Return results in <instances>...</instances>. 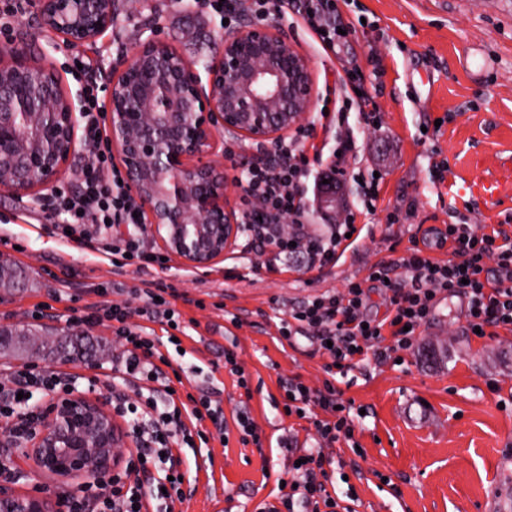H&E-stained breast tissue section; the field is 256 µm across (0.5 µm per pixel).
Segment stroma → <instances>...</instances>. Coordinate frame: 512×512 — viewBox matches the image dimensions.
Wrapping results in <instances>:
<instances>
[{
	"label": "stroma",
	"mask_w": 512,
	"mask_h": 512,
	"mask_svg": "<svg viewBox=\"0 0 512 512\" xmlns=\"http://www.w3.org/2000/svg\"><path fill=\"white\" fill-rule=\"evenodd\" d=\"M0 0V44L46 53L72 96L88 81L105 83L150 31L191 61L212 60L225 33L220 18L207 16L196 0H125L112 36L75 51L40 26L32 0L5 14ZM355 31L337 51H323L305 24L279 29L311 61L317 97H324L343 67L370 72L379 60L385 76L373 90L377 124L349 114L362 146V166L383 176L375 215H357L351 245L334 264L309 271L302 256L279 260L256 252L237 237L223 261L201 273L176 259L151 274L176 289L174 306L186 328L181 363L192 386L219 393L225 418L247 406L267 438L264 451L242 445L237 432L227 442L212 439L211 454H178L181 464L198 462L194 491L181 512H255L278 492L276 479L288 468L280 448L289 437L304 449L314 444L310 421L272 406L278 381L297 376L321 387L327 356L310 347L294 349L279 327L289 308L349 281L366 280L379 261L401 257L427 243L431 229L450 223L453 212L473 224H512V194L493 207L451 194L453 180L490 177L512 168V0H352L344 10ZM87 61L79 75L76 60ZM316 126L306 154L313 166L307 188L314 229L326 222L317 209L318 180L329 178L335 127ZM439 131L421 135L424 124ZM445 161L444 181L433 165ZM44 199L0 190V262L16 268L18 283L0 288V327L26 326L69 337L74 361L67 369L81 390L101 394L105 370L118 346L112 320L83 329L69 321L72 309L91 303L127 301L140 275L128 266L113 272L111 257L65 242L51 230ZM46 315L31 318L35 307ZM466 301H440L411 348L384 363L367 360L337 378L354 418L358 450L342 447L329 470L337 496L354 487L356 512H512V336H471ZM447 340L446 361L433 359L438 340ZM237 354L250 376L249 389L236 387L224 370L225 349Z\"/></svg>",
	"instance_id": "1"
}]
</instances>
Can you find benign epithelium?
<instances>
[{"label": "benign epithelium", "instance_id": "1", "mask_svg": "<svg viewBox=\"0 0 512 512\" xmlns=\"http://www.w3.org/2000/svg\"><path fill=\"white\" fill-rule=\"evenodd\" d=\"M37 17L71 49L99 41L121 0H34ZM201 76L152 32L108 79L106 140L127 175V190L161 249L191 269L224 258L241 230L227 198L217 132L263 143L277 140L312 112L310 59L272 25L244 24L224 34ZM77 107L51 64L0 46V189L41 197L54 189L82 145ZM319 206L336 215L333 188ZM54 336L29 339L37 358ZM41 424L15 458L30 474L83 487L120 471L127 433L108 402L71 389L38 407ZM0 512H66L65 501L0 484Z\"/></svg>", "mask_w": 512, "mask_h": 512}]
</instances>
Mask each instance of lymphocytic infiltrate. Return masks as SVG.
Listing matches in <instances>:
<instances>
[{"label": "lymphocytic infiltrate", "mask_w": 512, "mask_h": 512, "mask_svg": "<svg viewBox=\"0 0 512 512\" xmlns=\"http://www.w3.org/2000/svg\"><path fill=\"white\" fill-rule=\"evenodd\" d=\"M212 13L237 25L243 16L258 22L270 18L286 20L297 12L326 51L336 50L343 32L353 31L345 20L339 0H203ZM382 71L363 76L359 67L339 75L333 93L339 103L336 124L337 157L333 172L337 179L357 181L363 209L377 206L381 179L373 172L356 169L360 149L353 130L347 129V112L365 107L372 98L364 93L365 80L381 82ZM82 135L87 144L75 171V185H58L50 196L49 210L62 216L58 234H70L73 241L94 244L96 251L109 255L116 270L125 267V256L138 262L139 270L152 267L137 203L121 183L123 175L110 155L101 151L100 119L105 102L97 84H87L82 95ZM311 129L263 148V161H246L238 183L242 188L243 233L259 249L276 247L289 257L301 254L308 270H320L331 263L347 234L355 232L353 221L334 225L330 234L310 228L306 214V188L311 174L303 153V141ZM291 219L296 231L291 242H282L279 226ZM437 247L447 248L449 257L437 259L422 248L409 249L392 261L375 264L367 283L352 282L344 290L325 292L290 308L280 327L282 339L296 345L307 339L311 347L330 358L321 388L308 387L300 378L280 383L284 391L280 407L285 415H302L315 429L316 447L291 449L295 466L289 467L284 488L270 506L258 512H341L342 506L327 489L333 463L330 451L339 440H351L354 425L341 410L342 392L334 378L347 374L356 362L367 357L390 360L394 353L412 346L416 329L427 319L442 295H463L467 300L468 329L500 328L512 333V230L504 225L447 224L436 231ZM377 288L387 303L383 317L367 314L369 288ZM135 293L137 308L115 302L107 308L98 304L73 311L71 321L91 326L101 316L114 321L113 333L120 345L112 359V374L104 388L112 396V408L128 424L135 442V454L114 476L88 482L72 496L69 512H173L175 503L187 492L174 452L208 444L203 429L211 422L224 427V410L216 392L200 391L191 402L179 400L167 373L170 355L161 351L153 329L161 324L180 330L181 314L167 298L168 288L156 280H141ZM140 322L129 325L130 316ZM76 383L72 374L48 367H26L0 374V433L9 446L24 447L39 423L34 394H55ZM136 388L138 400H130L126 388Z\"/></svg>", "instance_id": "obj_1"}]
</instances>
